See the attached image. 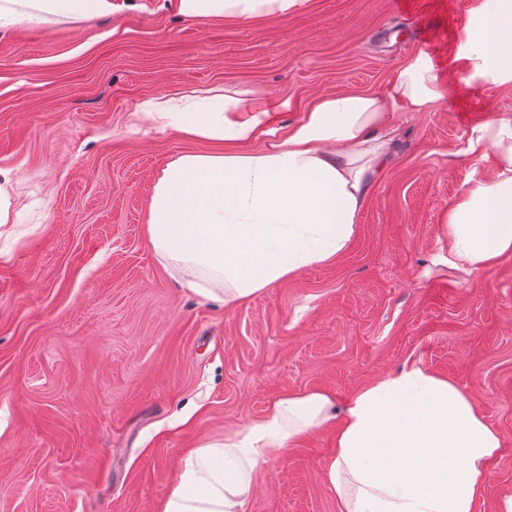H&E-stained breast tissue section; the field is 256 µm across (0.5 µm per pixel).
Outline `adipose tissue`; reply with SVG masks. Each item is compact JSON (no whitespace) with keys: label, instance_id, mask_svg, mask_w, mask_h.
Returning a JSON list of instances; mask_svg holds the SVG:
<instances>
[{"label":"adipose tissue","instance_id":"adipose-tissue-1","mask_svg":"<svg viewBox=\"0 0 512 512\" xmlns=\"http://www.w3.org/2000/svg\"><path fill=\"white\" fill-rule=\"evenodd\" d=\"M307 0H174L179 15L215 19L288 15ZM113 0H0V30L112 14ZM473 75L512 82V0H482L460 54ZM442 78L419 53L379 93L319 99L286 136L263 149L265 109L228 93L205 105L155 98L143 120L194 138L238 143L235 151L184 153L151 187L146 234L158 260L222 283L201 294L240 305L301 270L333 262L351 243L398 112H425ZM494 173L470 180L444 218L449 254L474 270L512 256V113L492 115L468 142ZM335 425L325 470L338 512H477L489 465L502 446L468 392L412 366L354 393L342 412L318 390L274 401L262 419L221 444L196 448L159 512H245L261 459L309 431Z\"/></svg>","mask_w":512,"mask_h":512}]
</instances>
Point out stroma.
I'll list each match as a JSON object with an SVG mask.
<instances>
[{
  "label": "stroma",
  "instance_id": "obj_1",
  "mask_svg": "<svg viewBox=\"0 0 512 512\" xmlns=\"http://www.w3.org/2000/svg\"><path fill=\"white\" fill-rule=\"evenodd\" d=\"M481 0H308L294 15L200 25L169 0L0 32V168L20 216L0 236V512H158L184 458L291 392L344 406L419 365L465 389L502 435L480 512L512 495V257L448 260L441 224L492 164L474 129L512 82L466 80ZM425 52L450 90L398 113L387 164L335 261L227 306L190 291L145 234L154 178L223 142L143 124L145 101L244 92L287 134L319 99L378 93ZM331 427L261 461L245 512H337Z\"/></svg>",
  "mask_w": 512,
  "mask_h": 512
}]
</instances>
